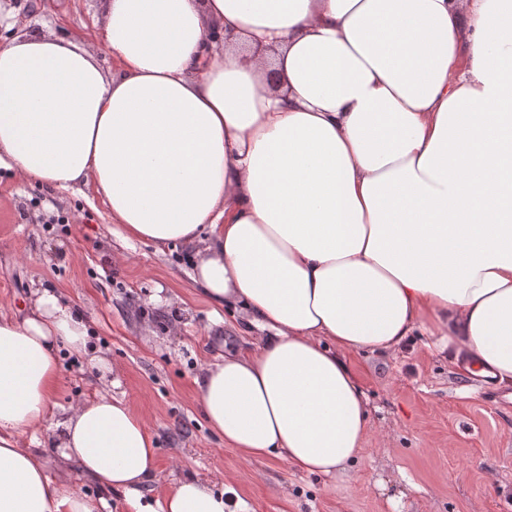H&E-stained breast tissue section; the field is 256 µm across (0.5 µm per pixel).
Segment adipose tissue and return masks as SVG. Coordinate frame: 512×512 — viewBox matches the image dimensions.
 Segmentation results:
<instances>
[{"label":"adipose tissue","instance_id":"obj_1","mask_svg":"<svg viewBox=\"0 0 512 512\" xmlns=\"http://www.w3.org/2000/svg\"><path fill=\"white\" fill-rule=\"evenodd\" d=\"M97 28L108 71L71 36L0 42V170L199 245L193 282L263 334L196 380L225 446L344 474L369 431L347 353L420 332L512 386V0H108ZM91 336L48 288L0 310V512H243L197 477L147 496L121 399L50 421L59 348L105 362ZM49 422L74 478L21 441Z\"/></svg>","mask_w":512,"mask_h":512}]
</instances>
